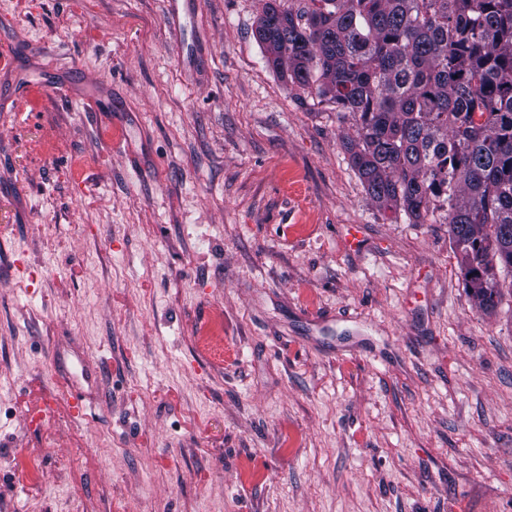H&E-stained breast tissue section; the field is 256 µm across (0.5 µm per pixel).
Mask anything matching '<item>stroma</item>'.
<instances>
[{
	"label": "stroma",
	"mask_w": 512,
	"mask_h": 512,
	"mask_svg": "<svg viewBox=\"0 0 512 512\" xmlns=\"http://www.w3.org/2000/svg\"><path fill=\"white\" fill-rule=\"evenodd\" d=\"M262 6L0 0V512H512V272L370 201Z\"/></svg>",
	"instance_id": "1"
}]
</instances>
